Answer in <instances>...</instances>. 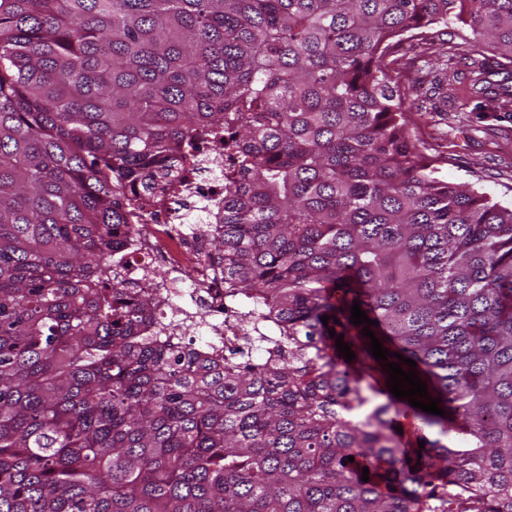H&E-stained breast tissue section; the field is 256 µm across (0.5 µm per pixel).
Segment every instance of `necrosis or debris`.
Instances as JSON below:
<instances>
[{
  "instance_id": "obj_1",
  "label": "necrosis or debris",
  "mask_w": 512,
  "mask_h": 512,
  "mask_svg": "<svg viewBox=\"0 0 512 512\" xmlns=\"http://www.w3.org/2000/svg\"><path fill=\"white\" fill-rule=\"evenodd\" d=\"M223 167L220 156L205 158L200 169L191 172L182 191L153 211L148 223L131 227L130 244L122 250L124 258L139 261L143 276L139 285L157 299V315L177 321L186 314L184 300H191L196 318L209 340L223 343L236 335L224 309V277L210 252L211 232L179 221L182 210L197 208L216 212L224 204L218 174ZM176 273V283L156 279L157 267Z\"/></svg>"
}]
</instances>
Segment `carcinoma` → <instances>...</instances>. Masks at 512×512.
Returning a JSON list of instances; mask_svg holds the SVG:
<instances>
[{
	"label": "carcinoma",
	"mask_w": 512,
	"mask_h": 512,
	"mask_svg": "<svg viewBox=\"0 0 512 512\" xmlns=\"http://www.w3.org/2000/svg\"><path fill=\"white\" fill-rule=\"evenodd\" d=\"M450 17L488 90L512 0H0V512H512V207L437 176L385 64ZM217 148L229 353L102 266ZM356 300L441 400L412 468Z\"/></svg>",
	"instance_id": "cac0c4a2"
}]
</instances>
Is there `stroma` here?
I'll list each match as a JSON object with an SVG mask.
<instances>
[{"label": "stroma", "instance_id": "1", "mask_svg": "<svg viewBox=\"0 0 512 512\" xmlns=\"http://www.w3.org/2000/svg\"><path fill=\"white\" fill-rule=\"evenodd\" d=\"M468 49L449 22L426 40L404 38L390 73L405 94L410 127L443 180L512 206V101L472 94L459 75Z\"/></svg>", "mask_w": 512, "mask_h": 512}]
</instances>
